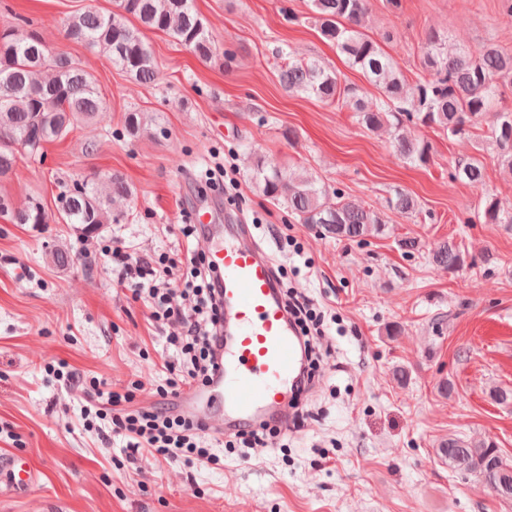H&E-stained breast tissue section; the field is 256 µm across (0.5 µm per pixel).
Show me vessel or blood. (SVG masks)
<instances>
[{
  "label": "vessel or blood",
  "instance_id": "obj_1",
  "mask_svg": "<svg viewBox=\"0 0 512 512\" xmlns=\"http://www.w3.org/2000/svg\"><path fill=\"white\" fill-rule=\"evenodd\" d=\"M193 218L205 231L203 247L213 265L224 307V340L216 349L210 381L177 395L174 409L193 416L212 396L224 401L227 429L249 427L277 417L297 392L304 343L291 320L271 256L256 242L248 224H216L207 203H196ZM0 481L14 489L28 486L17 459L0 455Z\"/></svg>",
  "mask_w": 512,
  "mask_h": 512
}]
</instances>
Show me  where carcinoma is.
<instances>
[{
	"instance_id": "cac0c4a2",
	"label": "carcinoma",
	"mask_w": 512,
	"mask_h": 512,
	"mask_svg": "<svg viewBox=\"0 0 512 512\" xmlns=\"http://www.w3.org/2000/svg\"><path fill=\"white\" fill-rule=\"evenodd\" d=\"M309 2L321 34L369 83L382 89L384 98L375 103L366 100L363 89L342 84L335 73L291 51L279 70V81L288 92L347 106L369 131L394 128L395 151L415 165L427 164L431 149L426 141L401 133L405 124L435 125L452 137H461L491 116L489 145L500 164L512 171V109L501 106L502 87L512 86V53L494 43L475 52L450 50L447 37L432 31L426 38L424 64L433 77L411 85L380 43L366 33L367 0ZM147 31L168 35L203 60L214 57L212 35L194 0H113L110 11H84L66 23V37L99 50L143 84L157 79ZM103 111L104 101L94 79L76 62L52 52L33 32L15 26L0 30V178L16 164L17 147L35 154L44 144L67 136L75 123ZM144 125V113L125 114L128 134L139 133ZM484 177L485 165L478 157L457 161L450 174L451 180L474 187L484 186ZM253 180L264 196L286 204L299 223L338 239L361 241L383 231L384 223L373 211L339 191L329 193L304 172L285 174L263 162ZM129 194L128 184L118 175L111 174L102 182H76L61 194L60 214L66 223L80 224L84 232L92 233L108 223V199ZM391 207L407 217L417 212L418 202L411 194L397 191ZM7 210L18 224L39 225L49 220L43 204L34 197L13 210L0 198V211ZM477 218L485 224H512V213L504 214L490 192L481 197ZM432 261L451 271L462 264L463 254L456 243L443 241L432 253ZM438 453L457 472L486 476L485 485L492 492L512 497V464L495 443L473 444L450 437Z\"/></svg>"
}]
</instances>
